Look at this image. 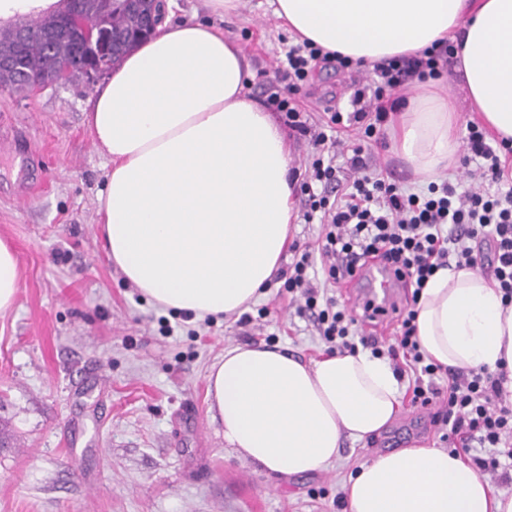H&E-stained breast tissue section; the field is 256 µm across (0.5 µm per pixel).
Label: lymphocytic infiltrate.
I'll return each instance as SVG.
<instances>
[{"mask_svg":"<svg viewBox=\"0 0 512 512\" xmlns=\"http://www.w3.org/2000/svg\"><path fill=\"white\" fill-rule=\"evenodd\" d=\"M455 47L442 41L423 56H400L373 64L370 81L357 89L351 112L328 110L319 128L308 126L299 98L318 63L351 70L348 58L333 56L310 42L290 46L281 86L268 90L267 106L286 113L288 126L306 137L309 162L299 185L305 223H319L315 244L304 245L289 264L283 286L296 312L311 322L328 351L373 354L388 351L398 376L412 374V401L433 407L432 421L444 429L443 441L480 472L512 485V403L503 374L487 368L442 370L429 362L415 336L416 295L441 268L487 270L504 300L512 302V146L489 142L478 124H468L455 180L430 183L413 192L388 182L374 164L375 147L385 146L384 126L395 91L440 76ZM348 158L336 165V148ZM394 270L410 289L396 320L393 341L364 332L356 316L338 308L332 289L354 278L367 264ZM321 265L324 278L310 271Z\"/></svg>","mask_w":512,"mask_h":512,"instance_id":"obj_1","label":"lymphocytic infiltrate"}]
</instances>
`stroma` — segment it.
I'll return each instance as SVG.
<instances>
[{
    "instance_id": "1",
    "label": "stroma",
    "mask_w": 512,
    "mask_h": 512,
    "mask_svg": "<svg viewBox=\"0 0 512 512\" xmlns=\"http://www.w3.org/2000/svg\"><path fill=\"white\" fill-rule=\"evenodd\" d=\"M220 26L249 59L250 96L265 101L292 36L268 0H241ZM352 83L318 66L301 90L311 122L346 105ZM95 89L77 76L0 91V136L19 143L0 154V238L19 272L0 314V512H345L336 499L374 452L440 446L407 390L388 431L345 440L313 472L270 475L227 448L209 412L210 366L251 335H274L305 362L325 346L273 288L260 299L270 315L239 327L164 312L125 283L97 222L107 161L84 123Z\"/></svg>"
}]
</instances>
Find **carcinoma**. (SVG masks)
<instances>
[{"label":"carcinoma","mask_w":512,"mask_h":512,"mask_svg":"<svg viewBox=\"0 0 512 512\" xmlns=\"http://www.w3.org/2000/svg\"><path fill=\"white\" fill-rule=\"evenodd\" d=\"M103 2L82 0L78 20L67 31L60 30L53 17L30 24L31 35L14 48L19 67L1 68L0 85L23 92L27 89L25 80L28 76L47 86L56 84V63L63 59L75 64L85 63L80 45L89 37L95 40L109 38L112 63H117L135 43L134 35L142 28L144 16L137 5L113 12L105 10Z\"/></svg>","instance_id":"cac0c4a2"}]
</instances>
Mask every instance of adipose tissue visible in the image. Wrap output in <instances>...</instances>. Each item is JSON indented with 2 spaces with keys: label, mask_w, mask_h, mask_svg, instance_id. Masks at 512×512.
Returning <instances> with one entry per match:
<instances>
[{
  "label": "adipose tissue",
  "mask_w": 512,
  "mask_h": 512,
  "mask_svg": "<svg viewBox=\"0 0 512 512\" xmlns=\"http://www.w3.org/2000/svg\"><path fill=\"white\" fill-rule=\"evenodd\" d=\"M296 41L373 63L456 47L467 108L492 139L512 140V0H272ZM240 46L210 23L168 22L97 88L85 123L107 160L98 195L108 253L155 305L195 319L241 314L263 294L294 218L288 140L248 98ZM460 147L454 98L425 91L397 106L393 150L421 181ZM430 362L505 371L512 391V303L471 269L444 268L416 305ZM224 442L282 476L335 460L344 439L379 435L400 414L388 361L322 353L303 363L279 347L241 345L207 374ZM348 512H512V494L441 448L375 454L345 488Z\"/></svg>",
  "instance_id": "ef3b65f1"
}]
</instances>
